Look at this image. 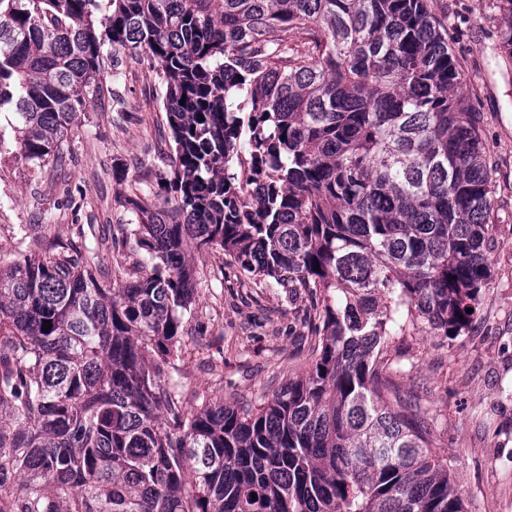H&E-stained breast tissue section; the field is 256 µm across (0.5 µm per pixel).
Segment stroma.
I'll use <instances>...</instances> for the list:
<instances>
[{
    "mask_svg": "<svg viewBox=\"0 0 512 512\" xmlns=\"http://www.w3.org/2000/svg\"><path fill=\"white\" fill-rule=\"evenodd\" d=\"M448 28L470 103L483 117L482 141L495 169L497 224L491 275L468 330L457 336L416 333L393 342L392 379L428 411L438 453L460 490L465 512H512V59L498 55L501 0H429ZM123 111L87 104L64 152L72 189L68 209L43 215L47 191L32 168L0 156V259L20 258L18 229L42 225L48 238L76 241L94 219L112 229L129 214L121 197L157 189L169 169L158 78L148 63L127 59L118 80ZM196 303L176 365L186 410L196 395L260 402L310 366L309 324L321 300L261 282L240 281L216 251L195 263Z\"/></svg>",
    "mask_w": 512,
    "mask_h": 512,
    "instance_id": "1",
    "label": "stroma"
}]
</instances>
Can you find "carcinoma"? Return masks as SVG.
<instances>
[{"label": "carcinoma", "mask_w": 512, "mask_h": 512, "mask_svg": "<svg viewBox=\"0 0 512 512\" xmlns=\"http://www.w3.org/2000/svg\"><path fill=\"white\" fill-rule=\"evenodd\" d=\"M105 2L0 0V155L40 174L120 103L109 53L156 71L173 151L164 200L119 202L131 266L30 224L0 264V512H464L387 358L469 329L490 277L494 171L428 0ZM216 250L323 309L304 374L187 411L161 364Z\"/></svg>", "instance_id": "obj_1"}]
</instances>
